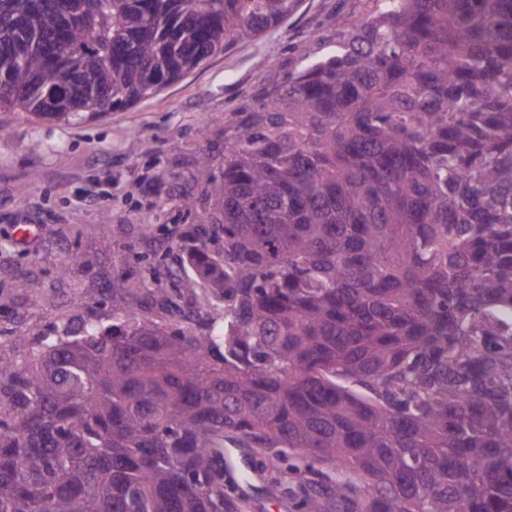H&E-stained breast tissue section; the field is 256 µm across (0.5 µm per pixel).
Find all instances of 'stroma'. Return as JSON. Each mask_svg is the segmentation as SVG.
Returning a JSON list of instances; mask_svg holds the SVG:
<instances>
[{"mask_svg": "<svg viewBox=\"0 0 512 512\" xmlns=\"http://www.w3.org/2000/svg\"><path fill=\"white\" fill-rule=\"evenodd\" d=\"M366 0H303L282 25L239 42L155 97L90 120H30L0 109V356L14 336L32 344L81 322L112 318V287L159 290L178 309L174 242L203 211L198 159L224 165V116L256 104L318 53L338 14ZM106 192L99 203L85 194Z\"/></svg>", "mask_w": 512, "mask_h": 512, "instance_id": "obj_1", "label": "stroma"}]
</instances>
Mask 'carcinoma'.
Returning <instances> with one entry per match:
<instances>
[{
  "label": "carcinoma",
  "mask_w": 512,
  "mask_h": 512,
  "mask_svg": "<svg viewBox=\"0 0 512 512\" xmlns=\"http://www.w3.org/2000/svg\"><path fill=\"white\" fill-rule=\"evenodd\" d=\"M224 118L163 318L0 356V512H512V0H369ZM302 0H0V108L150 98ZM236 478L253 486L251 492L250 507L245 512H291L288 509V499L284 497H271L261 490L265 486L266 473L253 471L247 465L239 464Z\"/></svg>",
  "instance_id": "cac0c4a2"
}]
</instances>
